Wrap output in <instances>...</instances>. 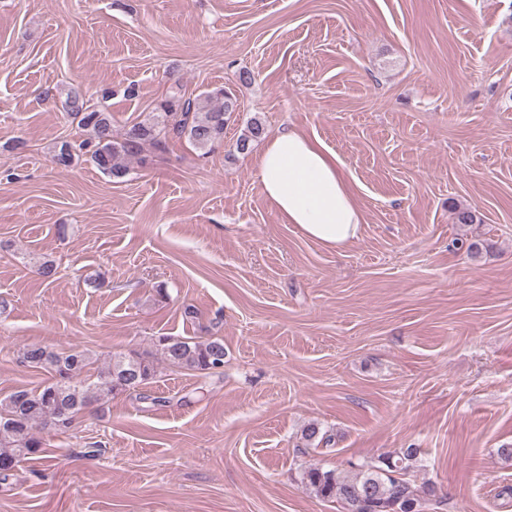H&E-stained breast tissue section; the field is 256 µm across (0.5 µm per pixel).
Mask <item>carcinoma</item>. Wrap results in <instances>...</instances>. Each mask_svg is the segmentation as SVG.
<instances>
[{
    "instance_id": "obj_1",
    "label": "carcinoma",
    "mask_w": 512,
    "mask_h": 512,
    "mask_svg": "<svg viewBox=\"0 0 512 512\" xmlns=\"http://www.w3.org/2000/svg\"><path fill=\"white\" fill-rule=\"evenodd\" d=\"M66 108L69 116L89 131L90 138L76 147L61 145L53 162L69 167L85 151L100 169L118 178L126 173L127 162L147 143L160 145L171 136H186L200 149L210 150L223 143L224 126L236 111L233 96L224 89L191 98L178 88L159 104L160 117L133 124L117 139L112 134L110 112L90 105L82 91H70ZM264 134L263 123L252 121L238 139L237 149L248 151L250 142ZM154 347L153 352L110 356L93 383L79 379L93 363L90 351L72 348L59 352L41 344L24 347L20 362L46 371L50 381L35 390H17L0 400V474L8 475L28 455L43 453V430L65 434L92 402H106L115 394H131L143 388L156 375L157 353L167 364L181 369L211 373L224 367V342L220 338L193 341L160 336ZM417 455L418 449L408 448L353 478L313 467L304 472L303 482L316 496L340 501L345 512H421L420 497L411 479Z\"/></svg>"
}]
</instances>
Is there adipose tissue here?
Instances as JSON below:
<instances>
[{
    "label": "adipose tissue",
    "mask_w": 512,
    "mask_h": 512,
    "mask_svg": "<svg viewBox=\"0 0 512 512\" xmlns=\"http://www.w3.org/2000/svg\"><path fill=\"white\" fill-rule=\"evenodd\" d=\"M266 197L284 223L338 252L355 242L363 212L341 160L317 138L294 129L269 137L255 162Z\"/></svg>",
    "instance_id": "ef3b65f1"
}]
</instances>
